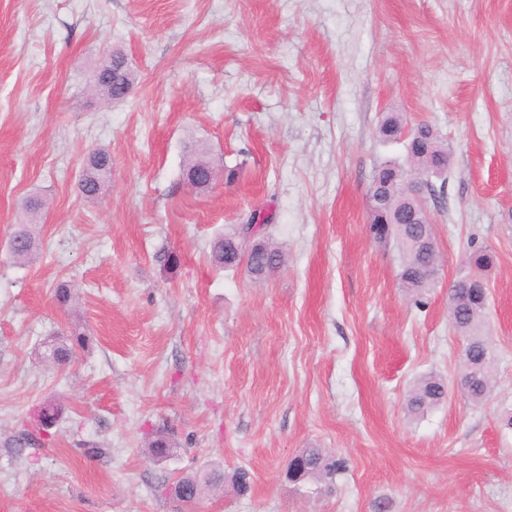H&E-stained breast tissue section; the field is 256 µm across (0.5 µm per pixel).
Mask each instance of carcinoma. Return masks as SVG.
<instances>
[{"label": "carcinoma", "instance_id": "carcinoma-1", "mask_svg": "<svg viewBox=\"0 0 512 512\" xmlns=\"http://www.w3.org/2000/svg\"><path fill=\"white\" fill-rule=\"evenodd\" d=\"M404 125L400 114L391 112L382 118L378 127V137L384 143L396 141L400 128ZM204 149L197 147L191 151L183 168V180L192 181L193 172L198 169L197 163L203 160ZM112 159L105 150L92 151L85 163L79 188L86 198L100 197L110 181L109 169ZM448 171V151L442 144L436 129L428 123L416 126L415 137L406 141V164L393 160H385L375 167L369 196L381 197L374 202L369 212V233L379 243L395 242L400 255L399 285L409 294L418 297L416 305L424 303L420 297L434 287L437 276L432 263L438 257V250L425 251L421 242L434 237L431 224L420 223L421 216L417 212L401 206L407 197L411 182L417 178L424 180L423 188L434 192L433 180H446ZM42 208L39 201L24 205L27 222L14 225L10 256L14 261L25 264L39 256V242L34 228L36 217ZM257 216L251 217V223L240 225L236 231L217 238L212 247V261L215 266L224 269L235 268L246 263L248 271H261L276 262L283 264V253L279 247L266 240L256 250L247 251L244 237L256 223ZM495 263L494 254L487 249L476 250L469 258L470 272L457 279L461 287L454 288L450 295L454 296V307L448 309L449 320L453 329L466 339L461 362L471 366V376L461 394L471 403L479 405L487 401L495 384V360L486 358L484 340V320L488 307L489 288L483 272ZM75 298V290L69 284L61 283L55 290V299L63 309L70 308ZM89 339L85 334L73 332L72 338L52 341L45 344V358L56 364H67L74 348H85ZM448 397V386L445 381L435 375L421 378L415 383L408 395L407 408L412 414H419L430 407L440 404ZM61 415V408L46 403L34 417L35 426L46 431L56 424ZM174 448L171 439L162 432L152 435L149 444V458L158 459L166 456ZM301 470H294L289 464L288 474L291 481H309L314 483H333L336 477L344 473L347 461L323 448H305L300 452Z\"/></svg>", "mask_w": 512, "mask_h": 512}]
</instances>
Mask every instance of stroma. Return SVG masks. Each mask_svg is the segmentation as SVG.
Segmentation results:
<instances>
[{
  "instance_id": "35a3bbf8",
  "label": "stroma",
  "mask_w": 512,
  "mask_h": 512,
  "mask_svg": "<svg viewBox=\"0 0 512 512\" xmlns=\"http://www.w3.org/2000/svg\"><path fill=\"white\" fill-rule=\"evenodd\" d=\"M113 52L135 83L108 104L89 85ZM386 112L448 149L421 310L367 230L375 167L405 159L376 136ZM196 144L224 171L205 191L182 179ZM96 149L112 179L90 200ZM33 196L44 250L24 266L7 245ZM257 211L284 265L215 267L212 242ZM474 244L496 255L479 406L453 386L448 320ZM77 326L90 347L43 361ZM429 374L448 398L410 415ZM47 401L57 424L28 426ZM510 411L512 0H0V512H178L161 485L239 467L250 493L205 489L195 512H512ZM158 428L176 445L159 461ZM310 447L348 461L319 495L287 476ZM109 169H112V159L107 151L94 150L89 154L79 181L84 197L95 199L103 194L110 181Z\"/></svg>"
}]
</instances>
